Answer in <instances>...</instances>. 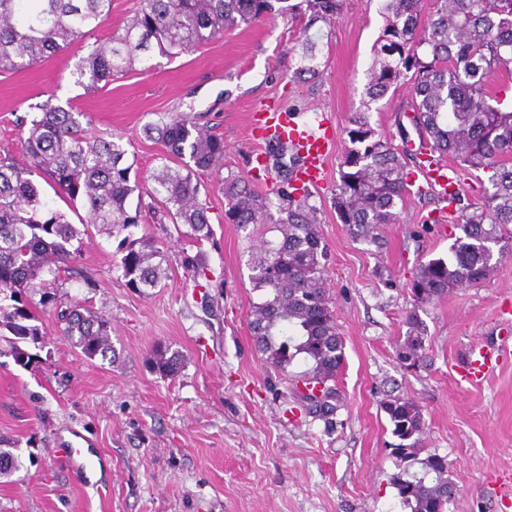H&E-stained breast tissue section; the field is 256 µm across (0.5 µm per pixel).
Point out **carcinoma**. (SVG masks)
I'll return each instance as SVG.
<instances>
[{
  "instance_id": "1",
  "label": "carcinoma",
  "mask_w": 512,
  "mask_h": 512,
  "mask_svg": "<svg viewBox=\"0 0 512 512\" xmlns=\"http://www.w3.org/2000/svg\"><path fill=\"white\" fill-rule=\"evenodd\" d=\"M275 0H139L133 17L103 43L90 46L76 65L75 84L94 92L124 75L136 60L158 55L168 60L189 54L224 35L227 29L251 24L276 11L300 24L301 47L294 78L319 73L318 40L311 30L330 25L345 0H295L279 9ZM112 0H0V72L17 71L51 58L99 28L110 16ZM385 20L376 40L362 110L351 118L339 181L332 199L336 217L368 243L376 230L392 224L397 206L411 193V172L403 152L376 133L369 122L371 105L391 88L409 85L412 122L431 151L451 156L460 166L489 169V186L481 204L458 212L462 235L449 248L448 259H430L411 283L413 310L406 317L405 358L424 360L427 326L418 315L423 306L449 293L485 281L494 264L489 246L503 257L512 246V111L490 91L495 78L512 64V0H378ZM85 114L73 107L44 105L16 121L32 164L20 166L0 155V325L13 336L15 361L26 365L32 354L24 344L41 341L42 332L29 310L30 293L59 282L72 257V242L83 231L44 201L34 177L42 178L60 198L87 209L85 224L126 230L142 223V205L130 206L140 190L131 178L133 165L121 138L90 135ZM161 146L167 164L152 174V197L163 215L188 228L186 235L209 238L207 206L200 201V175L224 159V138L180 114L167 112L144 127ZM175 166H170V163ZM285 168L273 195L259 196L248 179L221 182L225 218L243 227L267 224L279 233L251 254L252 288L265 291L252 304L249 327L266 362L294 382L337 384L344 362L329 289L327 247L317 226L315 205L305 186L292 183L295 166ZM120 267L129 287L145 294L161 282L164 255L148 236L124 239ZM65 341L87 358L115 353L110 322L89 307L74 304L57 314ZM303 359L307 369L290 367ZM152 369L176 376L182 356L158 347ZM391 426L387 443L399 461L391 477L403 505L411 512H446L459 493L448 478V460L436 452L420 457L425 426L420 407L388 394L382 401ZM420 470L414 471V465ZM19 468L18 457L0 448V476Z\"/></svg>"
}]
</instances>
